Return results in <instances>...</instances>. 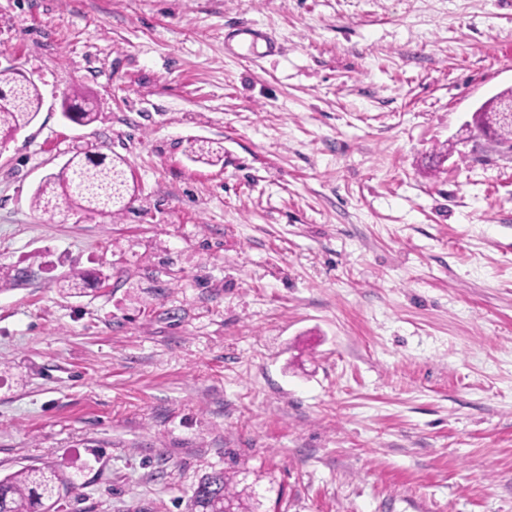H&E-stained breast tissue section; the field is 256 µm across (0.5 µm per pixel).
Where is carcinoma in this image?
<instances>
[{"label": "carcinoma", "mask_w": 512, "mask_h": 512, "mask_svg": "<svg viewBox=\"0 0 512 512\" xmlns=\"http://www.w3.org/2000/svg\"><path fill=\"white\" fill-rule=\"evenodd\" d=\"M77 93L63 101V116L86 126L95 115L83 105ZM495 100L480 107L474 115L477 125L494 127L497 137L512 141V127L500 125L492 112ZM42 107V97L34 82L22 79L11 68L0 69V143H7L20 130L29 126ZM189 153L195 161L215 162L224 157V147L190 143ZM130 187L126 161L105 155L72 156L66 165L51 173L38 185L31 197L33 209L50 216L61 207L78 208L88 214L116 216L127 207ZM61 479L53 471L23 468L0 479V512H50L47 502L60 495ZM237 504L226 492L224 473L215 472L199 481L193 493V506L199 512H224V505Z\"/></svg>", "instance_id": "obj_1"}]
</instances>
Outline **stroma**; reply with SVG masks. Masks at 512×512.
I'll use <instances>...</instances> for the list:
<instances>
[{"mask_svg":"<svg viewBox=\"0 0 512 512\" xmlns=\"http://www.w3.org/2000/svg\"><path fill=\"white\" fill-rule=\"evenodd\" d=\"M7 67L42 107L0 148V478L55 468L53 512H191L219 471L249 512H512V154L470 127L512 0H0ZM79 153L127 160L123 214L32 209ZM238 36H241L238 46L244 47L247 51L254 53L258 47L259 41H264L265 51L260 54H270L273 50V41L261 32L251 26L245 25L238 30ZM83 101L82 95L78 93L66 96L62 104L63 116L72 123L86 126L94 122L95 115L82 105Z\"/></svg>","mask_w":512,"mask_h":512,"instance_id":"obj_1","label":"stroma"}]
</instances>
